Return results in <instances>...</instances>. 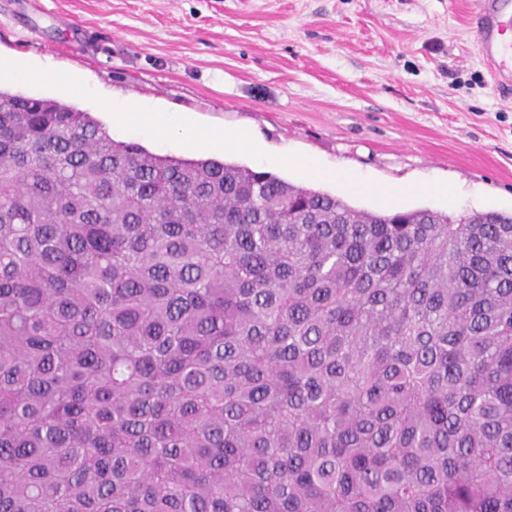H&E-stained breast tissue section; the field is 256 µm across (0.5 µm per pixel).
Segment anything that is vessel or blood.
<instances>
[{
    "label": "vessel or blood",
    "mask_w": 512,
    "mask_h": 512,
    "mask_svg": "<svg viewBox=\"0 0 512 512\" xmlns=\"http://www.w3.org/2000/svg\"><path fill=\"white\" fill-rule=\"evenodd\" d=\"M476 45L493 68L492 80L502 88L512 82V42L504 34L512 28V0H474Z\"/></svg>",
    "instance_id": "obj_1"
}]
</instances>
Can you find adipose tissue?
<instances>
[{
	"mask_svg": "<svg viewBox=\"0 0 512 512\" xmlns=\"http://www.w3.org/2000/svg\"><path fill=\"white\" fill-rule=\"evenodd\" d=\"M112 118L140 134L159 140L174 139L189 145L203 144L218 149L238 148L261 160L267 156L266 147L245 133L201 132L183 112H156L145 105L135 108L123 106L113 112Z\"/></svg>",
	"mask_w": 512,
	"mask_h": 512,
	"instance_id": "adipose-tissue-1",
	"label": "adipose tissue"
}]
</instances>
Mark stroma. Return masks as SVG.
<instances>
[{
    "label": "stroma",
    "instance_id": "35a3bbf8",
    "mask_svg": "<svg viewBox=\"0 0 512 512\" xmlns=\"http://www.w3.org/2000/svg\"><path fill=\"white\" fill-rule=\"evenodd\" d=\"M473 0H0V62L70 72L74 93L0 74V89L106 122L105 101L188 113L203 131L248 132L270 153L226 161L368 211L512 213V92L478 54ZM160 156H210L108 125ZM311 156L369 184L448 182L387 204L279 162Z\"/></svg>",
    "mask_w": 512,
    "mask_h": 512
}]
</instances>
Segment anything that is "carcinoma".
Masks as SVG:
<instances>
[{"label":"carcinoma","mask_w":512,"mask_h":512,"mask_svg":"<svg viewBox=\"0 0 512 512\" xmlns=\"http://www.w3.org/2000/svg\"><path fill=\"white\" fill-rule=\"evenodd\" d=\"M0 512H512V216L0 90Z\"/></svg>","instance_id":"cac0c4a2"}]
</instances>
